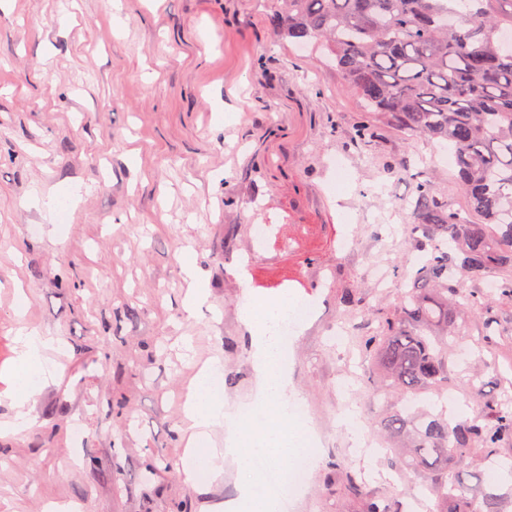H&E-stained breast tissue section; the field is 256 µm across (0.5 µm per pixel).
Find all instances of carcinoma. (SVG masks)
Wrapping results in <instances>:
<instances>
[{"label":"carcinoma","mask_w":512,"mask_h":512,"mask_svg":"<svg viewBox=\"0 0 512 512\" xmlns=\"http://www.w3.org/2000/svg\"><path fill=\"white\" fill-rule=\"evenodd\" d=\"M271 24L296 44L320 40L347 89L363 104L357 136L374 134L372 114L413 137L451 147L469 215L448 204L428 165L410 200L411 240L420 252L397 296L398 313L363 340L377 382L404 403L448 385V345L457 314L482 296L462 281L494 279L512 298V0H271ZM379 428L420 480L431 512H504L500 481L473 467L470 450L512 442V405L448 423L442 414L389 413ZM475 479L471 495L465 480ZM365 512H406L354 477Z\"/></svg>","instance_id":"carcinoma-1"}]
</instances>
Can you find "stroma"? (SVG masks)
Masks as SVG:
<instances>
[{"label": "stroma", "mask_w": 512, "mask_h": 512, "mask_svg": "<svg viewBox=\"0 0 512 512\" xmlns=\"http://www.w3.org/2000/svg\"><path fill=\"white\" fill-rule=\"evenodd\" d=\"M270 15V0H0V421L15 412L4 392L17 329L60 344L26 406L32 427L0 439V512H217L235 496L247 474L231 460L207 490L185 483L179 428L200 363L221 360L225 407L258 397L242 322L257 294L237 273L252 224L283 225L290 242L266 279L318 284L294 291L312 314L288 342V366L322 460L288 512H363L343 487L351 471L428 512L401 459L348 448L334 426L351 411L373 437L401 406L376 387L362 332L336 325L396 314L401 274L419 260L397 206L415 187L402 164L441 146L381 119L359 143L363 107L326 50L278 36ZM75 182L59 223L47 201ZM347 226L358 243L349 256ZM188 262L207 292L193 317L182 308ZM350 290L363 298L354 311L341 304ZM483 295L484 311L458 318L478 364L448 353L452 422L512 380L492 371L512 357V300ZM487 326L501 342L491 352L480 348ZM159 457L169 468L154 470Z\"/></svg>", "instance_id": "1"}]
</instances>
